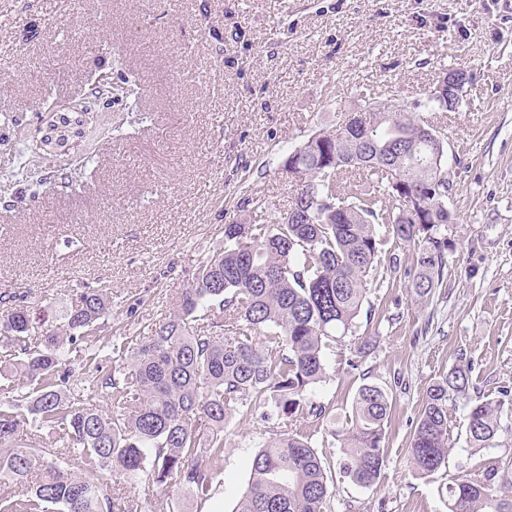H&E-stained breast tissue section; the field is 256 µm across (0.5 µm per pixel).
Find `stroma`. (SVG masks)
<instances>
[{
	"mask_svg": "<svg viewBox=\"0 0 512 512\" xmlns=\"http://www.w3.org/2000/svg\"><path fill=\"white\" fill-rule=\"evenodd\" d=\"M448 68L471 81L459 107L441 111L428 97ZM129 74L138 101L91 96L92 77ZM364 91L444 141L445 277L417 298L414 245L378 231L355 332L326 351L328 378L312 398L337 424L361 385L393 399L372 488L338 473L326 427L295 426L334 469L325 512H448L443 485L512 458V0H0V297L23 298L56 325L77 291L109 286L99 363L72 361L69 382L110 370L120 333L147 334L168 314L225 225L260 223L238 209L241 185L287 209L282 158L334 130ZM62 115L71 123L58 132ZM87 161L95 174L73 190L68 177ZM457 351L471 365V400L499 406L498 437L470 448L466 411L449 405L448 464L420 478L407 448L428 386ZM268 427L258 415L229 428L207 501L139 486L138 512L172 502L234 512Z\"/></svg>",
	"mask_w": 512,
	"mask_h": 512,
	"instance_id": "obj_1",
	"label": "stroma"
}]
</instances>
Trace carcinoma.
Instances as JSON below:
<instances>
[{
    "label": "carcinoma",
    "instance_id": "carcinoma-1",
    "mask_svg": "<svg viewBox=\"0 0 512 512\" xmlns=\"http://www.w3.org/2000/svg\"><path fill=\"white\" fill-rule=\"evenodd\" d=\"M361 101L385 111L355 112L347 126L288 153L281 165L295 181L288 209L270 211L261 198L244 196L241 205L267 211L266 223L224 225V240L169 315L148 335L112 345L106 376L71 388L60 368L72 357L99 358L77 342L109 312L108 289L81 291L64 324L38 342L29 332L47 322L41 310L18 304L0 313L10 323L0 336L13 347L0 359V379L10 390L18 375L28 387L0 409V484L16 488L0 498V512H133L127 486L141 480L205 500L223 469L228 426L251 422L258 408L277 423L253 458L235 512H323L324 458L293 428L304 415L329 421L344 450V477L362 488L377 483L389 393L361 385L352 424L343 428L311 392L327 379L328 342L355 327L378 264L375 225L417 246V297L443 283L449 181L445 145L427 126L404 108ZM297 210L309 213L307 223L288 221ZM469 373L459 352L427 388L408 448L415 475L428 477L448 460L450 401L467 409L470 447L487 448L496 437L497 405L470 400ZM74 455L99 480L72 472ZM445 496L448 512H512V463L460 476Z\"/></svg>",
    "mask_w": 512,
    "mask_h": 512
}]
</instances>
